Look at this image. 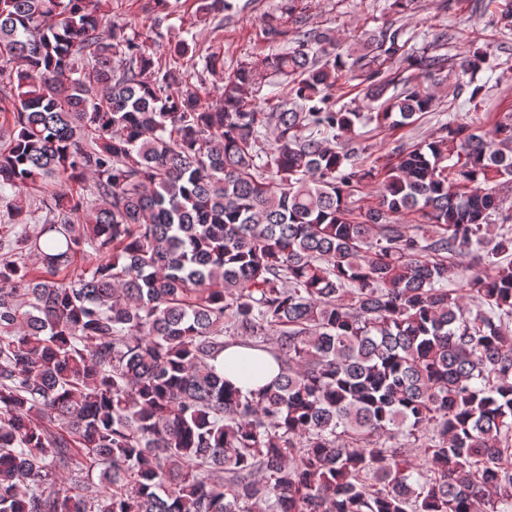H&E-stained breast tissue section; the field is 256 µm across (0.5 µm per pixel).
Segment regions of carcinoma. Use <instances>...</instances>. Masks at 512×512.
<instances>
[{"instance_id":"carcinoma-1","label":"carcinoma","mask_w":512,"mask_h":512,"mask_svg":"<svg viewBox=\"0 0 512 512\" xmlns=\"http://www.w3.org/2000/svg\"><path fill=\"white\" fill-rule=\"evenodd\" d=\"M112 2L0 0V512H512V236L482 270L452 262L502 208L512 119L369 169L353 147L431 111L444 71L476 102L485 55L312 28L228 74L211 53L193 84L188 41L154 60ZM487 6L511 34L512 0ZM272 76L288 100L256 103ZM37 184L56 221L32 230ZM232 343L278 362L262 393L214 364ZM382 189L378 182L369 181L361 185L358 192L351 198L357 212L365 213L378 205Z\"/></svg>"}]
</instances>
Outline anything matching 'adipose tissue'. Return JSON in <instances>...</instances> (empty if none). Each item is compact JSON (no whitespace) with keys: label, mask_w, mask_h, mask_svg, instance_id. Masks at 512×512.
Returning <instances> with one entry per match:
<instances>
[{"label":"adipose tissue","mask_w":512,"mask_h":512,"mask_svg":"<svg viewBox=\"0 0 512 512\" xmlns=\"http://www.w3.org/2000/svg\"><path fill=\"white\" fill-rule=\"evenodd\" d=\"M219 363L225 380L246 396L257 393L279 373V367L269 353L241 346L225 349Z\"/></svg>","instance_id":"ef3b65f1"}]
</instances>
